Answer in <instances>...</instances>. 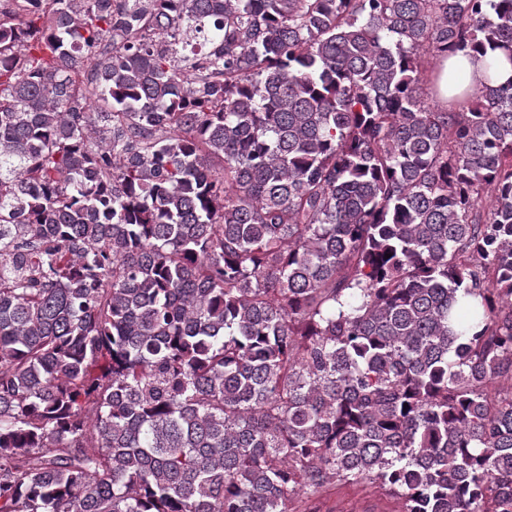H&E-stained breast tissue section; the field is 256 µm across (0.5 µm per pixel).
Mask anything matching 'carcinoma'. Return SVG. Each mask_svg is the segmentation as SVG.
Listing matches in <instances>:
<instances>
[{"label":"carcinoma","mask_w":512,"mask_h":512,"mask_svg":"<svg viewBox=\"0 0 512 512\" xmlns=\"http://www.w3.org/2000/svg\"><path fill=\"white\" fill-rule=\"evenodd\" d=\"M505 60L512 0H0V512H512ZM448 65L458 71L459 78L464 85L480 84L486 74L485 60L480 54L474 56H464L457 54L450 56L445 63V72L448 78ZM292 512H397L400 504L368 484H331L314 495H303Z\"/></svg>","instance_id":"carcinoma-1"}]
</instances>
